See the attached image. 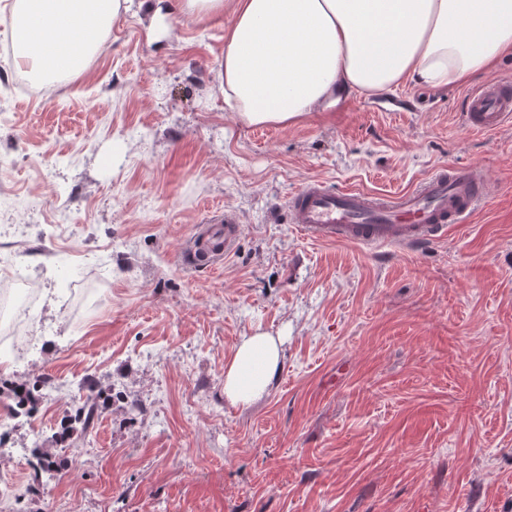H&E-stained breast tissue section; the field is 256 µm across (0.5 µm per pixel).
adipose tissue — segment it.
<instances>
[{
	"label": "adipose tissue",
	"instance_id": "obj_1",
	"mask_svg": "<svg viewBox=\"0 0 512 512\" xmlns=\"http://www.w3.org/2000/svg\"><path fill=\"white\" fill-rule=\"evenodd\" d=\"M127 0H14V63L33 81L83 73ZM226 16L221 91L248 126H285L340 90L382 94L406 81L454 87L512 54V0H181ZM283 368L281 337H243L224 398L250 406Z\"/></svg>",
	"mask_w": 512,
	"mask_h": 512
}]
</instances>
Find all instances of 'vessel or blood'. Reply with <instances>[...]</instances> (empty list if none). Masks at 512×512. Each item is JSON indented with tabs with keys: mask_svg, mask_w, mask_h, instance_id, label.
Here are the masks:
<instances>
[{
	"mask_svg": "<svg viewBox=\"0 0 512 512\" xmlns=\"http://www.w3.org/2000/svg\"><path fill=\"white\" fill-rule=\"evenodd\" d=\"M512 120V84L495 81L467 96L472 129L493 131ZM489 180L479 167H443L414 188L389 194L332 190L313 180L294 193L288 208L301 235L313 241H343L366 248L424 245L444 237L481 204ZM238 227L232 221L208 225L201 244L185 249L186 263L232 253Z\"/></svg>",
	"mask_w": 512,
	"mask_h": 512,
	"instance_id": "b4317fda",
	"label": "vessel or blood"
}]
</instances>
